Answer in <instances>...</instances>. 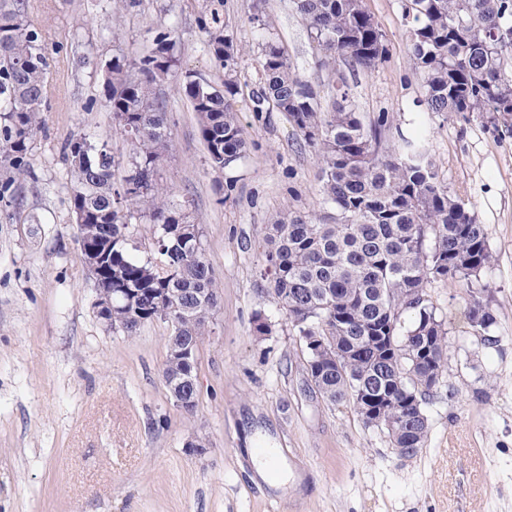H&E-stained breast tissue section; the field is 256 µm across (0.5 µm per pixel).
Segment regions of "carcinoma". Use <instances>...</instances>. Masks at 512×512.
<instances>
[{
    "mask_svg": "<svg viewBox=\"0 0 512 512\" xmlns=\"http://www.w3.org/2000/svg\"><path fill=\"white\" fill-rule=\"evenodd\" d=\"M324 61L336 58L363 71L388 54L383 33L364 0H294ZM409 51L421 75L425 111L438 118L477 115L496 126L512 120V71L500 38L512 30V0H401ZM175 30L154 32L146 51L108 64L105 96L114 127L130 140L129 166L107 144L70 140V203L84 214L85 239L112 262L102 295L132 288L135 303L116 302L112 329L136 335L170 315L163 295L182 314L171 335L197 343L205 315L219 298L202 238L183 210L163 199L157 166L169 151L165 103L156 87L180 68ZM208 47L224 66V88L187 78L181 89L197 115L210 167L240 161L247 145L232 101L239 94L233 38L216 29ZM262 85L256 111L283 113L319 156L325 212H290L266 227L258 267L295 335L315 344L308 367L318 392L333 406L353 408L363 423L380 411L395 448L424 447V411L447 368V332L426 284L452 279L470 287L493 258L484 226L440 179L428 155L429 130L399 133L387 146L390 117L365 120L347 105L341 87L332 110L319 107L313 83L291 71L272 38L262 42ZM50 67L26 0H0V162L30 170L31 144L42 129L43 90ZM149 219L165 251L159 262L136 255L133 222ZM470 326L482 336L494 315L482 291L472 292Z\"/></svg>",
    "mask_w": 512,
    "mask_h": 512,
    "instance_id": "carcinoma-1",
    "label": "carcinoma"
}]
</instances>
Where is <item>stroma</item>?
<instances>
[{
	"label": "stroma",
	"mask_w": 512,
	"mask_h": 512,
	"mask_svg": "<svg viewBox=\"0 0 512 512\" xmlns=\"http://www.w3.org/2000/svg\"><path fill=\"white\" fill-rule=\"evenodd\" d=\"M250 0H27L50 61L43 128L30 173L0 163V512H512V127L422 112L399 0H365L389 46L372 71L345 61L322 67L291 0H266L269 32L322 104L340 83L365 117L387 112L397 131L431 129L429 158L483 224L493 253L481 273L496 318L473 334L465 285L428 283L448 331V368L425 405L429 433L402 457L386 434L306 382V356L285 313L258 277V243L277 216L324 209L320 163L279 112L255 113L259 36ZM237 42L241 91L234 108L245 159L218 173L178 81L166 102L172 149L158 180L169 204L200 226L221 300L199 347L194 415L163 381L167 323L127 336L94 312V281L70 208V139L107 141L130 161L104 95L112 59L141 52L174 27L182 74L221 82L206 28ZM262 313L268 334H257ZM205 445L196 455L187 441ZM280 451L291 472L277 486L255 474L254 452Z\"/></svg>",
	"instance_id": "35a3bbf8"
}]
</instances>
